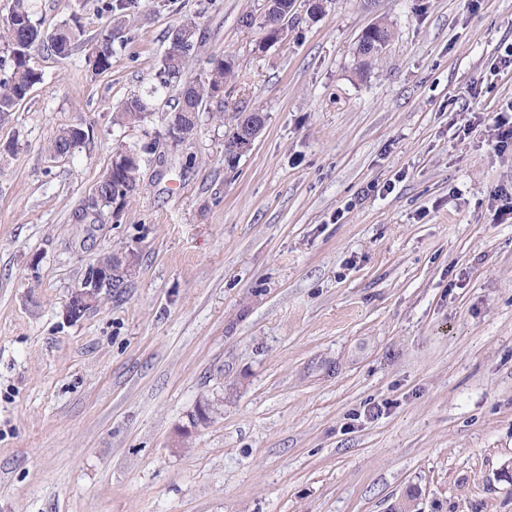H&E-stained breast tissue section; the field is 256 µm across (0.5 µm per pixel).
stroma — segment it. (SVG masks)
Segmentation results:
<instances>
[{"label":"stroma","mask_w":512,"mask_h":512,"mask_svg":"<svg viewBox=\"0 0 512 512\" xmlns=\"http://www.w3.org/2000/svg\"><path fill=\"white\" fill-rule=\"evenodd\" d=\"M78 46L0 124V512H512V0H140L93 73L101 0H30ZM200 25L184 81L226 56L210 119L145 155L120 213L89 209L113 119L156 84L167 35ZM390 25L360 66L358 39ZM263 113L228 159L238 116ZM81 126L65 157L45 151ZM124 288L64 312L108 253ZM207 409L199 420V409ZM276 0H265L263 4L262 19L264 25V36L272 35L265 43H276L282 39L285 30V21H281L280 16L273 11L272 6ZM512 102L501 112H497L491 131V143L495 150L512 148ZM262 122H263V118L261 116L260 113L258 112H255L253 114V119L252 121L249 123V125H247V127H244L243 125L240 127L239 130H237L236 134H237V141L235 140L234 138V134L233 136L231 137L230 140H228L227 144H226V153L228 154L229 156V159H234L235 157H237V153L235 152V150L238 152V153H242L244 151H247L256 135L258 134L259 132V128L260 126L262 125ZM236 143V145H235ZM235 148V150H234ZM84 140V132L78 126L62 128L51 143L49 150L53 154H71Z\"/></svg>","instance_id":"obj_1"}]
</instances>
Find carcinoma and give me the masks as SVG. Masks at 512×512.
Returning a JSON list of instances; mask_svg holds the SVG:
<instances>
[{
  "label": "carcinoma",
  "mask_w": 512,
  "mask_h": 512,
  "mask_svg": "<svg viewBox=\"0 0 512 512\" xmlns=\"http://www.w3.org/2000/svg\"><path fill=\"white\" fill-rule=\"evenodd\" d=\"M139 0H101V11L113 22L120 24L122 19L135 13ZM200 37L199 24L188 18L173 28L167 36V47L157 74L159 86L168 88L180 86L176 112H204L206 102L217 96L224 85V78L234 75L233 63L229 59L213 58L208 61L210 69L206 77L192 83L181 82L191 53ZM118 39L117 29L108 26L103 29L92 49L89 61L92 70L105 72L112 65L114 43ZM391 39V30L383 22L373 30L362 32L358 40V56L361 65L378 56ZM74 32L63 25L50 32L41 29L32 19L27 0H14L10 15L0 22V43L7 46L9 55L0 59V123L6 121L18 105L26 98L30 90L42 80V75L30 66L31 50L37 45H45L57 55L66 58L73 49ZM120 40V39H118ZM125 44V40H120ZM148 117L146 104L139 96L128 99L118 114V123H143ZM84 140V132L77 126L62 128L51 143L49 150L53 154H71ZM139 170L129 169L120 181L102 180L100 191L105 205L118 198L134 195L138 188Z\"/></svg>",
  "instance_id": "1"
}]
</instances>
